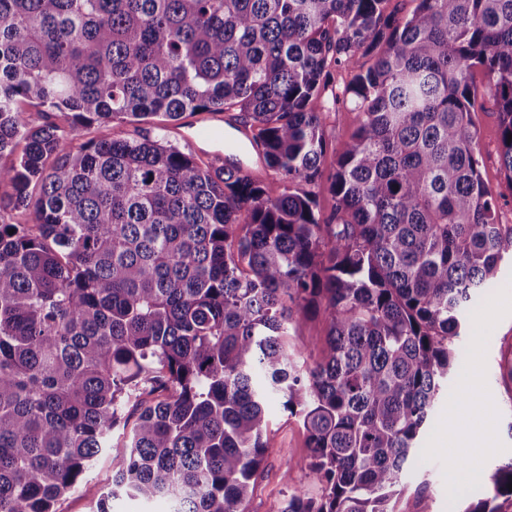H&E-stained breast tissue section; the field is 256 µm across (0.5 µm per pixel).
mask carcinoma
I'll return each instance as SVG.
<instances>
[{"label":"carcinoma","instance_id":"1","mask_svg":"<svg viewBox=\"0 0 512 512\" xmlns=\"http://www.w3.org/2000/svg\"><path fill=\"white\" fill-rule=\"evenodd\" d=\"M388 2L0 0V512H56L129 404L98 512H250L272 396L322 487L279 512H396L466 315L512 260L470 81L512 183V0ZM339 69L356 128L325 185ZM24 101L68 125H31ZM213 111L252 128L278 196L149 130L73 144ZM311 318L316 356L285 341ZM510 483L512 463L464 512H512ZM472 83L475 88L473 118L482 145L481 172L487 188L494 194L500 195V206L503 223L512 224V191L506 180L498 155L499 122L492 100L486 92V79L481 70L472 73ZM158 124L159 121L157 119L148 120V123L141 124H129L119 122L110 123L107 126H99L97 124H93L91 126L79 129V141L84 142L90 138H100L104 136L116 138L128 137L134 135V130L136 126H140L142 128H153ZM112 512H171L166 499L157 498L151 501L122 498L112 502Z\"/></svg>","mask_w":512,"mask_h":512}]
</instances>
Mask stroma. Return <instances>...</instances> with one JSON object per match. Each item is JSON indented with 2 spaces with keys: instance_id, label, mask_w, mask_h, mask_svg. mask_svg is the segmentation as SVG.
I'll list each match as a JSON object with an SVG mask.
<instances>
[{
  "instance_id": "35a3bbf8",
  "label": "stroma",
  "mask_w": 512,
  "mask_h": 512,
  "mask_svg": "<svg viewBox=\"0 0 512 512\" xmlns=\"http://www.w3.org/2000/svg\"><path fill=\"white\" fill-rule=\"evenodd\" d=\"M474 114L482 145L481 172L487 188L500 198L503 221L512 224V183L501 168L498 155L499 122L486 92V79L474 70ZM355 127L352 104L330 113L326 121L329 150L322 163L324 174H332L335 153L351 138ZM490 302H477L460 342V359L448 375V387L436 402L432 418L418 438V454L406 475L399 512H461L469 498L482 496L493 472L512 462V385L498 372L502 352L512 349V265L504 264ZM479 377L478 392L483 405L462 412L457 402L460 382L470 373ZM269 451L250 503L251 512H278L287 495L321 494L308 471L306 435L291 417L282 398L266 405ZM461 467H452V460ZM123 463L119 453L99 457L78 490L57 505L58 512H96L101 493L114 471Z\"/></svg>"
}]
</instances>
